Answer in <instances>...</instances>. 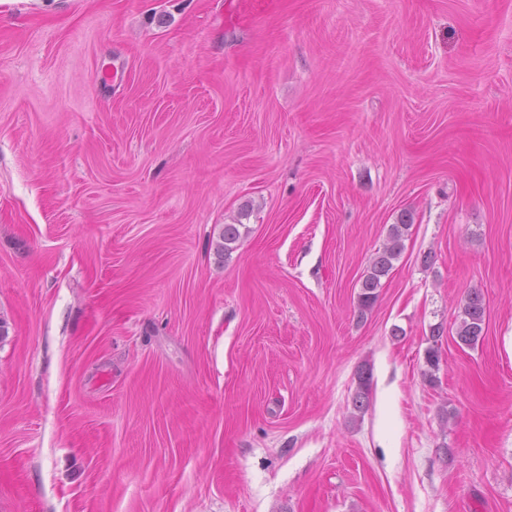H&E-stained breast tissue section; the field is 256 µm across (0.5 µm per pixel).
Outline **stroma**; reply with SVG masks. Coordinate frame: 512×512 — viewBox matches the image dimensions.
<instances>
[{
  "mask_svg": "<svg viewBox=\"0 0 512 512\" xmlns=\"http://www.w3.org/2000/svg\"><path fill=\"white\" fill-rule=\"evenodd\" d=\"M0 317V512H512V0H0ZM412 224L405 215L401 218L400 224L390 225L388 230L387 243L383 249L378 251L367 268L361 283L360 292L357 298V308L360 316L369 312L379 297V290L382 288V279L389 276L394 267V262L399 259L405 244L404 241L409 234ZM486 318V303L482 293L476 289L468 292L456 328L458 343L474 347L483 336ZM357 379L358 385L352 397V406L355 411L362 413L367 407L371 393L372 373L370 367L362 368L357 375Z\"/></svg>",
  "mask_w": 512,
  "mask_h": 512,
  "instance_id": "1",
  "label": "stroma"
}]
</instances>
